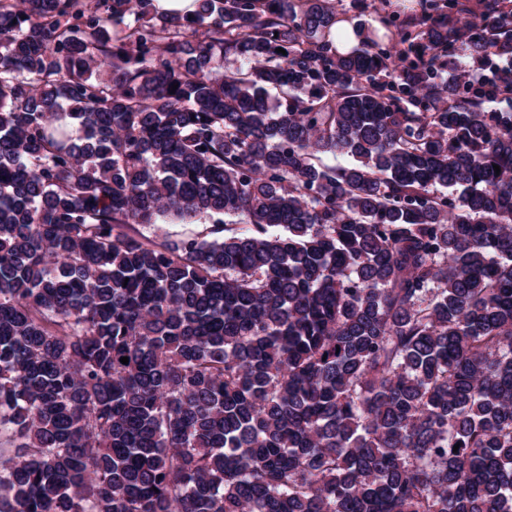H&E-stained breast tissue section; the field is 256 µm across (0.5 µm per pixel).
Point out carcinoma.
Instances as JSON below:
<instances>
[{
	"mask_svg": "<svg viewBox=\"0 0 512 512\" xmlns=\"http://www.w3.org/2000/svg\"><path fill=\"white\" fill-rule=\"evenodd\" d=\"M152 8L0 0V512H512V36ZM336 30H340L339 39H336ZM357 32L358 29L348 19H341L332 27L331 34L328 36L329 43L338 53H347L358 44ZM213 225L212 221H209L208 219H201L194 223H182L175 221L166 224H156L155 227L134 224L132 226V230L150 237H155V235H157L160 240L165 237H198L211 240L214 237L222 236L224 234H211V231L214 229Z\"/></svg>",
	"mask_w": 512,
	"mask_h": 512,
	"instance_id": "carcinoma-1",
	"label": "carcinoma"
}]
</instances>
